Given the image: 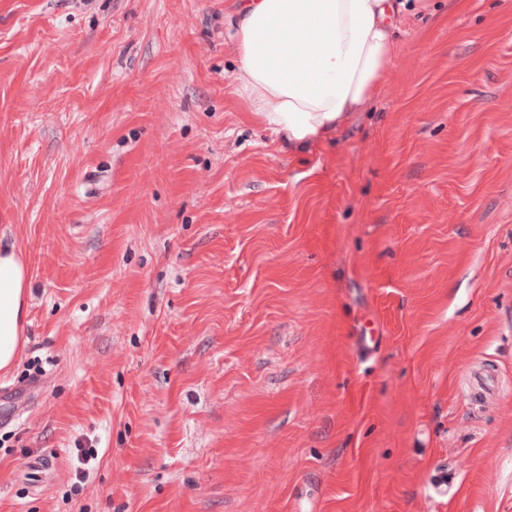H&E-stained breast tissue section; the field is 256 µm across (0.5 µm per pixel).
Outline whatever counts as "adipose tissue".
Masks as SVG:
<instances>
[{"instance_id": "adipose-tissue-1", "label": "adipose tissue", "mask_w": 512, "mask_h": 512, "mask_svg": "<svg viewBox=\"0 0 512 512\" xmlns=\"http://www.w3.org/2000/svg\"><path fill=\"white\" fill-rule=\"evenodd\" d=\"M403 0H241L229 35L250 112L290 151L335 133L378 92ZM30 272L0 243V371L18 359Z\"/></svg>"}]
</instances>
